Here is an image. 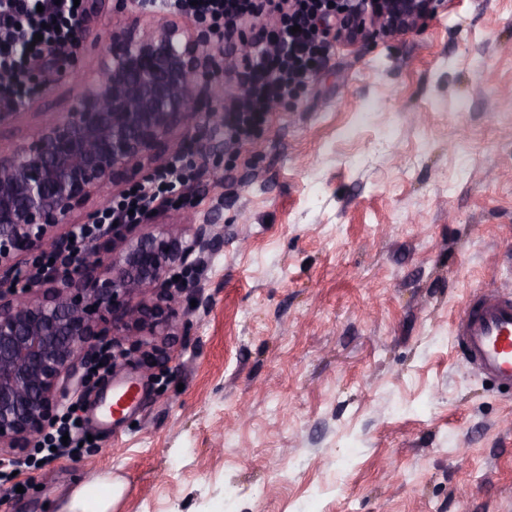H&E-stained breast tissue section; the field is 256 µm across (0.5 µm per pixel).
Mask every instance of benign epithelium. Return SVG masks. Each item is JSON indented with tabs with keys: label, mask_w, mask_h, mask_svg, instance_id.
I'll return each mask as SVG.
<instances>
[{
	"label": "benign epithelium",
	"mask_w": 512,
	"mask_h": 512,
	"mask_svg": "<svg viewBox=\"0 0 512 512\" xmlns=\"http://www.w3.org/2000/svg\"><path fill=\"white\" fill-rule=\"evenodd\" d=\"M444 0H362L351 22L328 29L342 44L394 36L438 13ZM207 32L160 23L112 29L95 75L70 109L33 137L0 151V447L25 448L56 419L61 397L97 353L98 317L112 318V366L133 363L152 374L157 339L188 326L176 306L190 283L176 272L196 268L217 243L215 224L174 233L149 215L152 232L119 224L107 238L41 272L52 297L35 300L18 287L17 257L46 253L54 229L110 185L150 179L168 163L147 166L160 145L185 151L170 132L213 110L219 70ZM224 121L195 130V163L224 155Z\"/></svg>",
	"instance_id": "7a95c632"
}]
</instances>
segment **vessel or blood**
<instances>
[{"label":"vessel or blood","instance_id":"vessel-or-blood-1","mask_svg":"<svg viewBox=\"0 0 512 512\" xmlns=\"http://www.w3.org/2000/svg\"><path fill=\"white\" fill-rule=\"evenodd\" d=\"M457 334L479 371L512 388V293L488 289L477 295Z\"/></svg>","mask_w":512,"mask_h":512}]
</instances>
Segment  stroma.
<instances>
[{
    "mask_svg": "<svg viewBox=\"0 0 512 512\" xmlns=\"http://www.w3.org/2000/svg\"><path fill=\"white\" fill-rule=\"evenodd\" d=\"M97 0L46 58L0 148L65 112L113 24ZM180 230L220 215L187 334L151 377L100 380L79 457L23 469L0 512H512V395L467 362L461 309L512 291V0H448L419 30L330 47L251 142L196 170ZM136 400L104 416L109 395ZM112 481L87 486L73 494L70 512H109L112 507Z\"/></svg>",
    "mask_w": 512,
    "mask_h": 512,
    "instance_id": "1",
    "label": "stroma"
}]
</instances>
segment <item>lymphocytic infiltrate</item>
Masks as SVG:
<instances>
[{
	"label": "lymphocytic infiltrate",
	"instance_id": "lymphocytic-infiltrate-1",
	"mask_svg": "<svg viewBox=\"0 0 512 512\" xmlns=\"http://www.w3.org/2000/svg\"><path fill=\"white\" fill-rule=\"evenodd\" d=\"M171 13L208 22L220 37L231 36L245 18H271V27L259 29L252 55L237 67L241 91L224 113V138L232 143L249 140L264 126L273 104L306 86L324 58L326 32L316 26L320 15L334 14L330 0H164ZM82 7L74 0H0V104L24 108L35 94L32 66L54 51L68 49L76 40ZM191 177L179 165L155 181L135 185L105 210L104 224L141 223L156 207L179 202V192Z\"/></svg>",
	"mask_w": 512,
	"mask_h": 512
}]
</instances>
